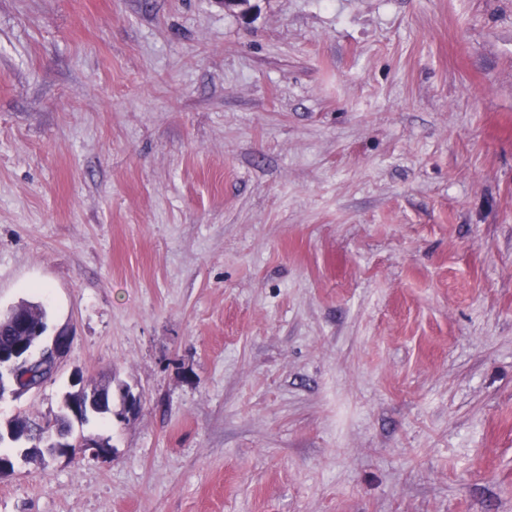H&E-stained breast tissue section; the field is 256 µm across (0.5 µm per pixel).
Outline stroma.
Instances as JSON below:
<instances>
[{
    "mask_svg": "<svg viewBox=\"0 0 512 512\" xmlns=\"http://www.w3.org/2000/svg\"><path fill=\"white\" fill-rule=\"evenodd\" d=\"M138 394L0 512H512V0H0V313Z\"/></svg>",
    "mask_w": 512,
    "mask_h": 512,
    "instance_id": "obj_1",
    "label": "stroma"
}]
</instances>
